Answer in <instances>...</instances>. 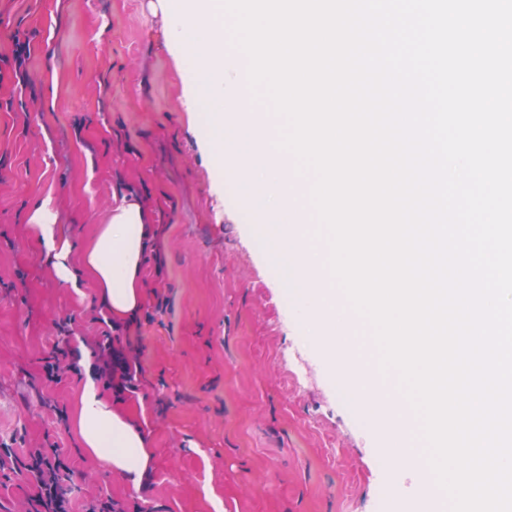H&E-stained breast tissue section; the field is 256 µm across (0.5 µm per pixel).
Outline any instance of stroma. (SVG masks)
<instances>
[{
  "label": "stroma",
  "instance_id": "35a3bbf8",
  "mask_svg": "<svg viewBox=\"0 0 512 512\" xmlns=\"http://www.w3.org/2000/svg\"><path fill=\"white\" fill-rule=\"evenodd\" d=\"M169 30L161 0H0V443L62 448L78 508L102 495L119 512H393L384 435L296 326L265 237L209 155L208 113L184 106L194 75ZM125 192L155 235L143 306L119 323L92 280H57L28 215L48 204L79 251ZM107 333L137 370L132 390L101 395L155 450L137 488L72 428ZM58 347L81 359L52 382Z\"/></svg>",
  "mask_w": 512,
  "mask_h": 512
}]
</instances>
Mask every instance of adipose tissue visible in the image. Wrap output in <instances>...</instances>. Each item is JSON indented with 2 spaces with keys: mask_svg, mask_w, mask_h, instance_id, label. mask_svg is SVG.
<instances>
[{
  "mask_svg": "<svg viewBox=\"0 0 512 512\" xmlns=\"http://www.w3.org/2000/svg\"><path fill=\"white\" fill-rule=\"evenodd\" d=\"M30 221L41 231L61 282L72 284L85 275L115 321L137 315L144 301L141 272L152 219L135 196H121L78 257L68 239L56 236L57 215L50 207L35 208ZM74 431L82 448L115 473L136 482L148 473L153 453L145 433L126 412L100 399L94 381H87L76 398Z\"/></svg>",
  "mask_w": 512,
  "mask_h": 512,
  "instance_id": "obj_1",
  "label": "adipose tissue"
}]
</instances>
